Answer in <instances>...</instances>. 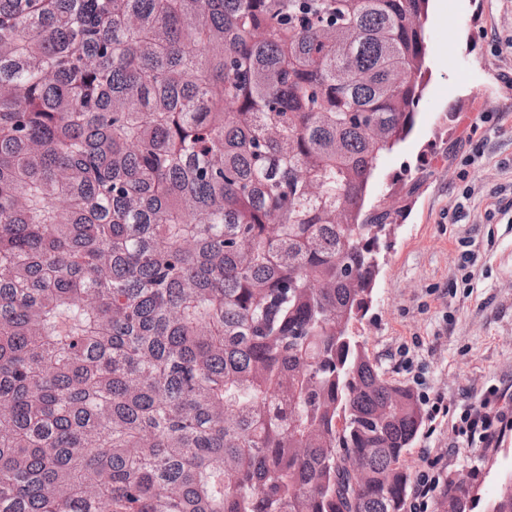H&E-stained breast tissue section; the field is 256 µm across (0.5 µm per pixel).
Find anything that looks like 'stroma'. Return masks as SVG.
<instances>
[{
    "instance_id": "obj_1",
    "label": "stroma",
    "mask_w": 512,
    "mask_h": 512,
    "mask_svg": "<svg viewBox=\"0 0 512 512\" xmlns=\"http://www.w3.org/2000/svg\"><path fill=\"white\" fill-rule=\"evenodd\" d=\"M425 28L414 130L372 180V198L402 217L359 330L386 378L411 385L399 362L408 347L448 405L446 417L424 420L411 473L447 449L446 473L479 468L487 502L512 474V431L485 450L451 425L488 386H512V0H430ZM478 142L482 159L465 165ZM469 250L478 259L467 267Z\"/></svg>"
}]
</instances>
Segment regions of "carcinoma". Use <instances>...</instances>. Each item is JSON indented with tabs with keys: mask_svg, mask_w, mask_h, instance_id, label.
<instances>
[{
	"mask_svg": "<svg viewBox=\"0 0 512 512\" xmlns=\"http://www.w3.org/2000/svg\"><path fill=\"white\" fill-rule=\"evenodd\" d=\"M428 2L0 0V512H407L357 323Z\"/></svg>",
	"mask_w": 512,
	"mask_h": 512,
	"instance_id": "1",
	"label": "carcinoma"
}]
</instances>
